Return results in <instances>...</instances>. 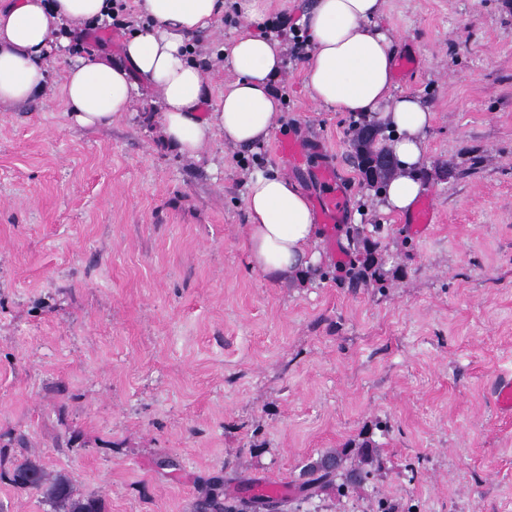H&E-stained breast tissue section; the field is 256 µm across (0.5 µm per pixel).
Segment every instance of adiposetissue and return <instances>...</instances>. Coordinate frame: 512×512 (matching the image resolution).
<instances>
[{
    "mask_svg": "<svg viewBox=\"0 0 512 512\" xmlns=\"http://www.w3.org/2000/svg\"><path fill=\"white\" fill-rule=\"evenodd\" d=\"M143 27L122 41L123 62L90 48L65 71L61 97L71 120L91 128L129 112L143 88L158 95L159 134L179 154L200 157L216 138L240 150L265 142L280 121L274 85L284 65L279 40L258 29L264 0H248L245 23L223 57L234 74L214 108L206 80L185 50L210 33L224 0H135ZM385 0H310L299 20L309 51L305 82L313 100L355 116H377L397 132L388 147L399 163L381 208L411 214L423 186L430 108L394 92L391 37L374 21ZM112 0H0V107L41 96L54 51L70 42L66 29L107 19ZM245 246L252 268L278 282L301 277L318 259L323 232L307 196L278 172L252 173L244 199Z\"/></svg>",
    "mask_w": 512,
    "mask_h": 512,
    "instance_id": "1",
    "label": "adipose tissue"
}]
</instances>
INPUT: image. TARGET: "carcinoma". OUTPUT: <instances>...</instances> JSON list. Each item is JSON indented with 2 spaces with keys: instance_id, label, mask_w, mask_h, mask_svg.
I'll use <instances>...</instances> for the list:
<instances>
[{
  "instance_id": "1",
  "label": "carcinoma",
  "mask_w": 512,
  "mask_h": 512,
  "mask_svg": "<svg viewBox=\"0 0 512 512\" xmlns=\"http://www.w3.org/2000/svg\"><path fill=\"white\" fill-rule=\"evenodd\" d=\"M382 143L383 140L377 138L371 141V157L358 165L364 176H369L373 170L374 158L386 151ZM376 232V224L371 231L364 224L354 225L349 230V250L353 259L343 272L348 275L351 286L368 282L377 288L387 287L384 261L378 253V243L373 239ZM327 459L336 461V471L323 469L322 463ZM9 463L10 469L1 472L0 476L16 488L40 493L54 512H102L98 498L75 495L68 477L47 471L38 460L23 455L9 460ZM379 467V457L369 439L353 447L330 448L303 466L301 476L304 480L295 486L296 500H309L333 486L337 487L339 494L345 495L358 488L362 479ZM225 496L227 492L223 481L212 480L206 483L194 505V512H233V506L224 502Z\"/></svg>"
}]
</instances>
